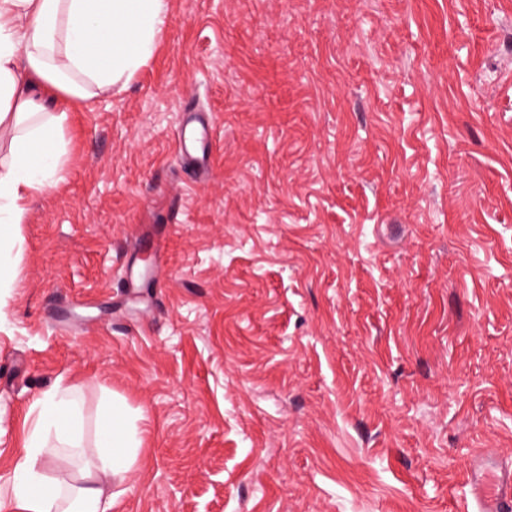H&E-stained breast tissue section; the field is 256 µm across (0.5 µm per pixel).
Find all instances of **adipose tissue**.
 I'll list each match as a JSON object with an SVG mask.
<instances>
[{
    "instance_id": "adipose-tissue-1",
    "label": "adipose tissue",
    "mask_w": 512,
    "mask_h": 512,
    "mask_svg": "<svg viewBox=\"0 0 512 512\" xmlns=\"http://www.w3.org/2000/svg\"><path fill=\"white\" fill-rule=\"evenodd\" d=\"M167 10L168 0H0V288L12 283L24 200L57 182L69 104L127 84L152 58ZM33 409L15 466L16 512H106L142 454L129 407L113 398L90 453L73 387L55 386ZM64 452L79 458L82 479L66 497L38 472L41 459Z\"/></svg>"
}]
</instances>
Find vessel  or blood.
Here are the masks:
<instances>
[{"label":"vessel or blood","instance_id":"obj_1","mask_svg":"<svg viewBox=\"0 0 512 512\" xmlns=\"http://www.w3.org/2000/svg\"><path fill=\"white\" fill-rule=\"evenodd\" d=\"M211 128L184 113L176 134V156L194 172L204 168L212 147ZM460 512H512V462L482 450L474 454L463 482Z\"/></svg>","mask_w":512,"mask_h":512}]
</instances>
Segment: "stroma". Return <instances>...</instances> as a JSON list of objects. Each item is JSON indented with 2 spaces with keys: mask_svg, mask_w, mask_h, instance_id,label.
<instances>
[{
  "mask_svg": "<svg viewBox=\"0 0 512 512\" xmlns=\"http://www.w3.org/2000/svg\"><path fill=\"white\" fill-rule=\"evenodd\" d=\"M64 138L0 291V512L59 381L141 415L109 512H455L512 460V0H168ZM194 113L188 110L182 114L176 134V156L182 165L199 173L209 158L213 133Z\"/></svg>",
  "mask_w": 512,
  "mask_h": 512,
  "instance_id": "obj_1",
  "label": "stroma"
}]
</instances>
